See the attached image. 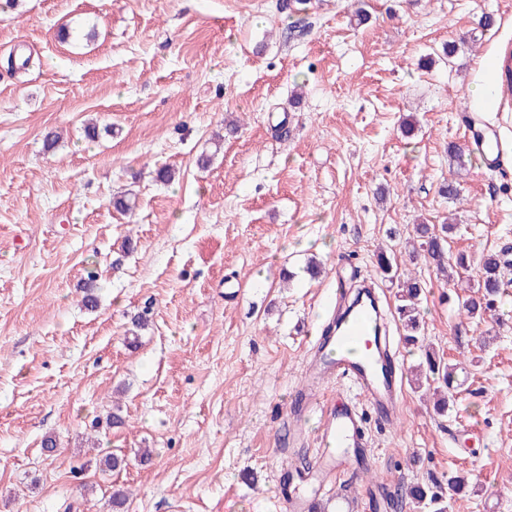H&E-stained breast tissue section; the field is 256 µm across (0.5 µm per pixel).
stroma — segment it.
Returning a JSON list of instances; mask_svg holds the SVG:
<instances>
[{
	"instance_id": "1",
	"label": "stroma",
	"mask_w": 512,
	"mask_h": 512,
	"mask_svg": "<svg viewBox=\"0 0 512 512\" xmlns=\"http://www.w3.org/2000/svg\"><path fill=\"white\" fill-rule=\"evenodd\" d=\"M510 47L512 0H0V512H114L116 487L122 512H283L293 455L316 450L291 401L337 268L384 294L410 372L421 352L375 265L390 233L512 245V151L500 172L447 151L478 60ZM12 54L37 63L10 73ZM396 262L467 381L444 417L406 384L399 421L367 425L369 478L393 494L458 473L450 512H512V306L458 315L456 285L405 249ZM109 452L125 467L101 471Z\"/></svg>"
}]
</instances>
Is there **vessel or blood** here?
<instances>
[{"instance_id": "b4317fda", "label": "vessel or blood", "mask_w": 512, "mask_h": 512, "mask_svg": "<svg viewBox=\"0 0 512 512\" xmlns=\"http://www.w3.org/2000/svg\"><path fill=\"white\" fill-rule=\"evenodd\" d=\"M467 146L481 153L489 169L504 166L500 135L483 113L465 117ZM359 303L336 302L340 322L329 323L326 340L315 347L307 363L306 387L300 396L306 409L318 413L320 426L312 439L318 453L303 475L304 493L287 487L281 491L286 512H308L313 496L346 483H357L368 468L370 452L366 439L368 414L384 426L398 418L403 379L395 362L392 342L383 321L382 303L374 288ZM345 382L362 399L361 405L330 402L327 395H314L311 384Z\"/></svg>"}]
</instances>
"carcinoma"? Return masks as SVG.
Wrapping results in <instances>:
<instances>
[{"label":"carcinoma","instance_id":"1","mask_svg":"<svg viewBox=\"0 0 512 512\" xmlns=\"http://www.w3.org/2000/svg\"><path fill=\"white\" fill-rule=\"evenodd\" d=\"M452 230L451 224L414 225L416 252L422 253L426 262L435 268L438 274L449 278L453 277L455 272L459 274L471 269L476 270V289L461 298L459 311L469 318H481L498 300L509 296L503 272L504 266L507 265L504 251H487L476 259L464 252L453 253L448 246V232ZM421 292V282L410 278L400 284L397 293V310L405 331L403 340L413 346L420 341L418 301ZM458 369V364L445 361L435 352H424L418 387H424L438 395L436 411L441 415L446 413L450 403L455 401V375ZM463 486L462 478L452 477L445 484L436 482L415 485L409 489L408 494L417 507L425 512H448L452 498Z\"/></svg>","mask_w":512,"mask_h":512}]
</instances>
